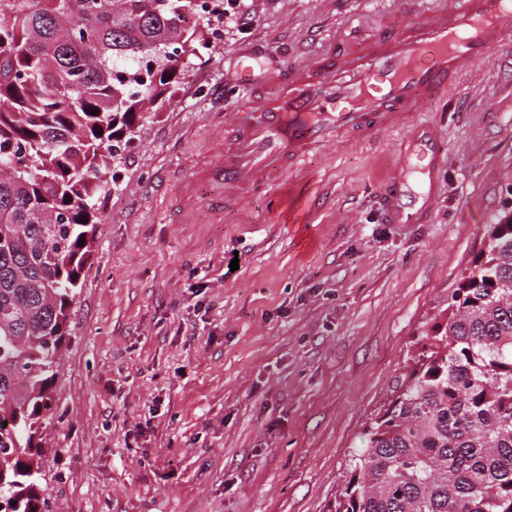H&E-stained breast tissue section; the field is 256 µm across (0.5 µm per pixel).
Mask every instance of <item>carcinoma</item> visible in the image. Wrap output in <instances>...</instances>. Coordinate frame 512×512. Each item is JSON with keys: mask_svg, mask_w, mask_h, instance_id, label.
Listing matches in <instances>:
<instances>
[{"mask_svg": "<svg viewBox=\"0 0 512 512\" xmlns=\"http://www.w3.org/2000/svg\"><path fill=\"white\" fill-rule=\"evenodd\" d=\"M197 0H0V503L48 512L35 440L114 145L178 82ZM379 417L334 512H512V228Z\"/></svg>", "mask_w": 512, "mask_h": 512, "instance_id": "obj_1", "label": "carcinoma"}]
</instances>
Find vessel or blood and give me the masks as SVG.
Segmentation results:
<instances>
[{
	"mask_svg": "<svg viewBox=\"0 0 512 512\" xmlns=\"http://www.w3.org/2000/svg\"><path fill=\"white\" fill-rule=\"evenodd\" d=\"M412 18L398 32L383 29L335 42L287 71L259 72L253 55L241 57V99L224 119V152L210 166L219 194L210 204L234 208L244 187L263 186L269 172L283 179L272 192L276 214H311L315 200L302 193L292 171L339 137L401 134L389 175L377 187L388 224L430 223L438 195L445 143L432 122L416 120L435 100L451 107L459 78L488 52L512 44V0H455L426 16V0H406Z\"/></svg>",
	"mask_w": 512,
	"mask_h": 512,
	"instance_id": "1",
	"label": "vessel or blood"
}]
</instances>
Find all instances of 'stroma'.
I'll return each instance as SVG.
<instances>
[{
	"mask_svg": "<svg viewBox=\"0 0 512 512\" xmlns=\"http://www.w3.org/2000/svg\"><path fill=\"white\" fill-rule=\"evenodd\" d=\"M252 23L185 60L163 107L138 121L97 199L101 219L71 308L42 428L39 478L55 512H330L402 391L460 279L512 210V53L481 60L459 111L429 112L446 166L430 224H385L373 183L396 132L327 147L300 177L322 198L308 224L248 221L186 184L224 149L240 56L309 59L351 27L396 30L402 0H249ZM239 268L226 274L231 257Z\"/></svg>",
	"mask_w": 512,
	"mask_h": 512,
	"instance_id": "obj_1",
	"label": "stroma"
}]
</instances>
